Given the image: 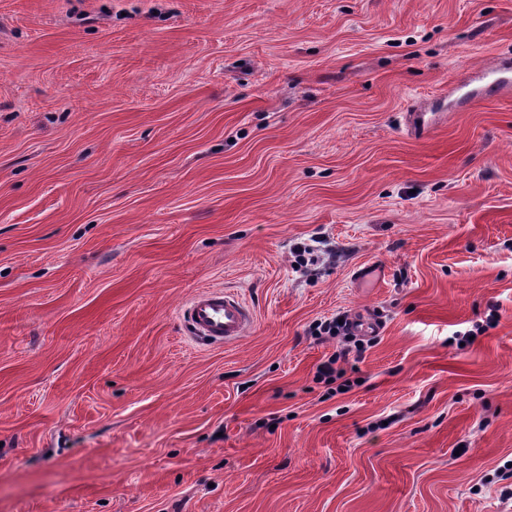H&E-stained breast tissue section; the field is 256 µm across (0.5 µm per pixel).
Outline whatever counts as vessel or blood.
<instances>
[{"label": "vessel or blood", "mask_w": 512, "mask_h": 512, "mask_svg": "<svg viewBox=\"0 0 512 512\" xmlns=\"http://www.w3.org/2000/svg\"><path fill=\"white\" fill-rule=\"evenodd\" d=\"M468 90L460 98L461 108H468L484 97L500 96L512 91V65L499 62L473 72ZM182 318L191 336L208 343H234L253 324L255 314L250 305L224 289L197 291L186 303Z\"/></svg>", "instance_id": "obj_1"}]
</instances>
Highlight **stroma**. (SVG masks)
Returning <instances> with one entry per match:
<instances>
[{
	"label": "stroma",
	"mask_w": 512,
	"mask_h": 512,
	"mask_svg": "<svg viewBox=\"0 0 512 512\" xmlns=\"http://www.w3.org/2000/svg\"><path fill=\"white\" fill-rule=\"evenodd\" d=\"M502 59L512 0H0V512H512V96L405 124ZM182 318L191 336L208 343H235L254 323L250 305L228 290L206 288L186 303Z\"/></svg>",
	"instance_id": "stroma-1"
}]
</instances>
